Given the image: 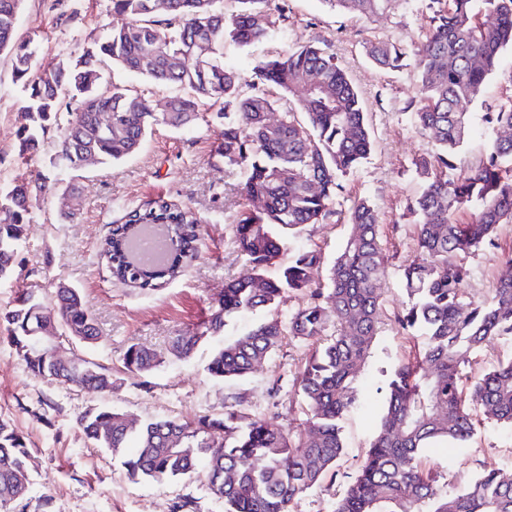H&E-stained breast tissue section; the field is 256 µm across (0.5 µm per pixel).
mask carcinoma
Here are the masks:
<instances>
[{
  "label": "carcinoma",
  "instance_id": "cac0c4a2",
  "mask_svg": "<svg viewBox=\"0 0 512 512\" xmlns=\"http://www.w3.org/2000/svg\"><path fill=\"white\" fill-rule=\"evenodd\" d=\"M22 0H0V52L11 62L13 79L27 91L26 123L20 128L19 157L59 132L49 164L80 172L95 164H115L136 154L153 126L174 129L195 124L200 106L224 103L238 116L222 131L218 154L247 172L240 194L247 202L234 226L246 268L225 282L224 292L202 322L174 338L173 350L188 356L219 335L243 312L272 308L286 292L308 296L284 325L264 320L214 348L208 373L219 380L246 376L276 351L282 336L314 339L329 324L336 333L312 350L295 379L306 407L302 427L275 426L246 416L235 406L194 421L149 419L127 427L123 414L105 406L78 420L92 444L121 461L132 480L166 479L195 472L205 462L209 493L224 501V512H291L294 499L335 476L344 444L339 420L355 403L353 379L377 335L378 283L385 274L379 245V215L366 199L351 210V232L339 249L327 285L313 280L321 262L314 250H298L270 277L287 241L308 224H320L343 192V179L371 152L372 136L357 84L328 48L305 45L253 68L254 93L241 94V76L224 66V43L241 47L272 34L286 20L276 0H240L230 16L218 0H111L127 18L91 44L93 56L58 53L52 66L38 65L34 40L17 31ZM334 11L374 18L387 0H321ZM429 35L407 53L400 45L372 43V64L396 71L412 57L418 73L409 107L414 124L430 135L433 149L414 163L424 179L421 193L404 215L417 219L420 259L403 270L408 301L397 321L420 328L425 347L400 363L386 383L379 431L357 475L334 512H512V477L479 476L460 492L440 488L421 468L424 449L435 442L466 441L472 434L470 406L487 419L512 428V362L466 384L465 358L499 336H512V275L503 277L491 302L464 300L470 272L467 255L493 244L501 224H512V136L490 143L479 164L464 173L456 157L469 134L472 113L501 54L512 48V0H428ZM119 65L158 84H177L187 96L165 102L163 112H145L140 96L103 87L102 66ZM282 89L294 108L259 89ZM107 113L111 126L98 118ZM485 125L512 131V97L482 115ZM48 177L0 189V280L13 275V258L32 223V198ZM469 214L462 222L459 215ZM200 240L195 211L158 197L127 211L101 244L112 279L140 290H156L181 276ZM77 333L92 342L98 327L80 289L61 284L51 299L28 288L14 308L0 314L25 369L32 376L104 392L112 371L96 363L67 370L47 353L30 351L39 328ZM161 363L151 349L133 343L123 354L124 372L141 375ZM30 453L9 422L0 421V512H14L15 489L29 484Z\"/></svg>",
  "mask_w": 512,
  "mask_h": 512
}]
</instances>
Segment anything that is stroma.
<instances>
[{
	"instance_id": "1",
	"label": "stroma",
	"mask_w": 512,
	"mask_h": 512,
	"mask_svg": "<svg viewBox=\"0 0 512 512\" xmlns=\"http://www.w3.org/2000/svg\"><path fill=\"white\" fill-rule=\"evenodd\" d=\"M286 18L277 22L273 36L247 49L224 46L225 66L241 74L242 91L250 93L252 67L307 45H329L337 62L355 80L362 96L373 137L367 160L350 174L324 223L308 226L284 247L281 263L295 250L314 249L322 262L315 280L325 279L346 240L348 215L359 199L379 211L380 245L387 259L380 284L381 320L370 354L353 381L357 404L343 417L344 453L333 480L307 490L293 504V512H333L337 500L356 475L378 428L385 382L411 347L424 343L416 331H403L396 315L407 294L403 269L417 257L416 225L404 217L406 203L417 196L423 181L414 162L431 148L428 137L412 123L408 103L414 94V67L398 72L376 68L366 57L371 42L384 40L412 47L427 30L426 0H390L384 13L368 19L332 11L321 0H279ZM73 13L61 24L54 0H23L18 14L20 34L33 37L41 63L54 60L62 47L81 50L101 36L107 24H122L110 0H65ZM106 84L129 89L149 105L183 95L178 85L147 81L119 66L105 68ZM512 96V49L505 50L498 70L487 79L471 111L497 108ZM24 93L11 76L8 57L0 55V188H9L31 175L55 177L47 149L28 160L18 157V131L24 123ZM216 109L200 108L194 126L177 130L156 125L142 149L114 165H98L76 178L67 197L40 196L32 202L33 222L15 255L14 274L0 281V313L12 309L22 289L35 286L51 294L65 283L80 288L100 328L95 343L63 339L66 359H87L112 371V389L103 394L31 376L6 333L0 332V418L23 436L31 452V481L24 502L36 512L43 497L52 500L50 512H170L173 501L188 498L196 512H224V503L212 497L203 473L163 482L130 481L121 464L106 449L83 435L77 419L89 409L109 405L139 420H191L222 413L240 404L249 417L298 428L305 407L298 399L294 378L312 345L283 336L277 350L244 378L224 382L212 378L206 366L211 346L199 347L190 357L170 351L173 336L198 322L225 282L245 267L234 241L233 226L244 206L239 187L246 179L243 167L225 164L217 153L223 125ZM192 208L202 219L197 256L182 276L160 290L145 293L113 283L100 254V244L113 220L157 197ZM73 212L64 221L61 211ZM512 257V224L500 225L493 247L466 258L470 277L466 300H490ZM306 298L286 294L269 315L280 321L302 307ZM256 311L230 320L221 339H230L264 319ZM142 343L162 356L150 373L130 375L122 357L133 343ZM424 464L434 465L442 489L456 492L489 472L512 474V429L476 416L475 430L463 445L428 448Z\"/></svg>"
}]
</instances>
